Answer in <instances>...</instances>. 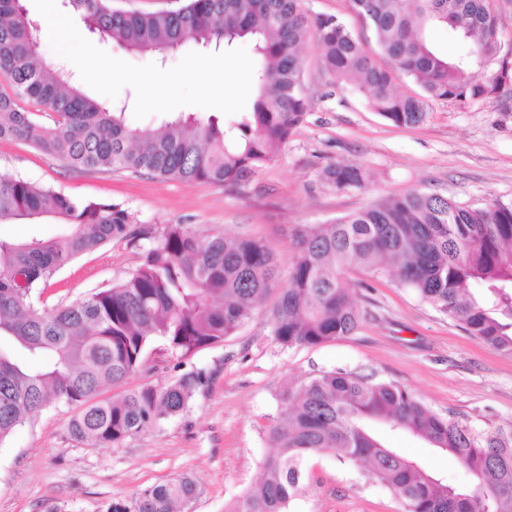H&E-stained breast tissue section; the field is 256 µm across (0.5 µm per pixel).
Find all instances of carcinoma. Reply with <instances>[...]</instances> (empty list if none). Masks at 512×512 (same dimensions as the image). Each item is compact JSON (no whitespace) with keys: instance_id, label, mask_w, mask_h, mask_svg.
I'll use <instances>...</instances> for the list:
<instances>
[{"instance_id":"obj_1","label":"carcinoma","mask_w":512,"mask_h":512,"mask_svg":"<svg viewBox=\"0 0 512 512\" xmlns=\"http://www.w3.org/2000/svg\"><path fill=\"white\" fill-rule=\"evenodd\" d=\"M67 2L91 33L131 51L163 53L189 40L218 49L249 39L260 59L257 95L238 119L221 126L188 113L160 129L132 128L127 105L94 101L64 66L41 57L37 22L21 0H0V141H25L72 169L241 187L306 117L299 53L311 39L335 84L355 85L396 126L425 123L432 100L466 106L495 99L512 84V47L491 0H351L379 60L337 18H310L301 0H183L154 12L117 9L112 0ZM437 27L448 31L458 53L432 45L429 33ZM400 75L418 90L397 91ZM23 97L40 112L21 108ZM367 178L357 164L330 163L320 171L335 191L361 190ZM46 217L62 225L54 237L0 236V443L59 404L77 410L74 438L104 448L184 412L209 383L203 368L120 399L101 394L137 373L158 340L182 356L224 341L275 289L272 332L280 343L312 347L348 336L361 322L346 281L353 271L394 274L469 335L512 356V202L473 208L410 192L329 224L303 225L293 230L296 252L284 284L276 254L261 239H229L184 224L152 233L122 203L0 175V223ZM114 239L149 241L134 272L68 305L41 306L37 295L60 270ZM281 401L287 417L269 431L277 451L232 512H288L310 458L327 449L362 464L404 512H512V428L477 432L399 384L342 369L287 388ZM382 427L455 458L474 488L441 482L385 442ZM194 495L193 481L183 477L115 503L112 512H175Z\"/></svg>"}]
</instances>
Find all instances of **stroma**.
<instances>
[{"label":"stroma","mask_w":512,"mask_h":512,"mask_svg":"<svg viewBox=\"0 0 512 512\" xmlns=\"http://www.w3.org/2000/svg\"><path fill=\"white\" fill-rule=\"evenodd\" d=\"M309 16L332 15L375 50L371 34L349 0H302ZM40 36L42 55L74 73L91 98L128 105L129 126L157 127L172 113L233 119L252 105L257 59L252 47L206 49L194 42L158 62L91 36ZM309 112L276 160L244 188L197 185L126 170H73L22 141H0V175L20 176L75 198L123 203L141 226L168 224L263 239L288 271L295 249L292 230L326 224L372 203L412 191H436L477 207L512 199V90L493 102L466 108L430 104L425 124L398 127L368 105L354 85H332L314 43L301 52ZM196 68L206 79L193 77ZM157 76L164 90L147 100L141 75ZM332 162L356 163L368 174L365 189L335 192L319 173ZM142 250L124 240L85 254L63 268L40 296L51 309L105 288L133 272ZM361 312L359 329L313 347H289L272 334L275 295L224 342L189 356L156 343L139 372L109 386L118 398L142 386H163L192 368L211 374L183 413L127 438L120 447L98 448L76 440L72 408L42 412L0 444V512H110L142 489L187 476L194 498L181 512H227L257 483L274 451L269 428L284 420L278 395L323 371L345 369L396 382L439 414L483 432L512 426V357L483 345L455 322L400 287L394 277H347ZM385 440L438 478L462 488L470 474L447 454L404 433ZM290 512H403L400 499L372 482L362 469L324 451L311 457L303 492Z\"/></svg>","instance_id":"35a3bbf8"}]
</instances>
